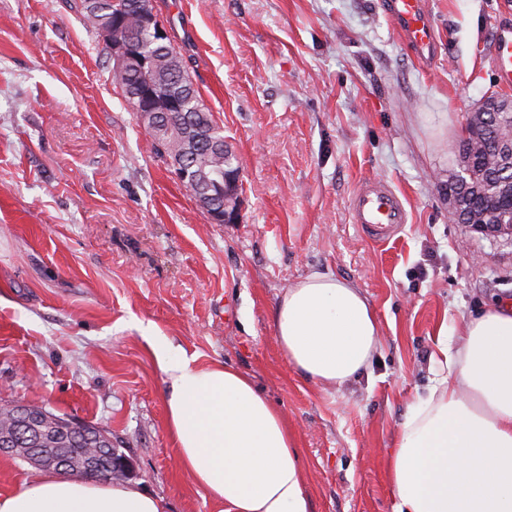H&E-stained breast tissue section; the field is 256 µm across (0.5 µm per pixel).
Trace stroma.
<instances>
[{
	"label": "stroma",
	"mask_w": 512,
	"mask_h": 512,
	"mask_svg": "<svg viewBox=\"0 0 512 512\" xmlns=\"http://www.w3.org/2000/svg\"><path fill=\"white\" fill-rule=\"evenodd\" d=\"M420 63L384 0H152L243 161L240 218L210 223L112 83L81 0H0V398L92 423L164 512H219L177 465L153 351L246 374L299 440L313 512H395L389 453L435 385L441 326L512 297V237L448 218L481 99H512L489 16L512 0H424ZM391 185L408 222L370 240L349 201ZM360 288L381 343L343 387L299 374L273 313L314 273Z\"/></svg>",
	"instance_id": "obj_1"
}]
</instances>
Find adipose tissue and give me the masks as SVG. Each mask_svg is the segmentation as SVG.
Instances as JSON below:
<instances>
[{"instance_id": "1", "label": "adipose tissue", "mask_w": 512, "mask_h": 512, "mask_svg": "<svg viewBox=\"0 0 512 512\" xmlns=\"http://www.w3.org/2000/svg\"><path fill=\"white\" fill-rule=\"evenodd\" d=\"M288 363L318 384L343 386L380 345L359 288L330 274L295 282L273 314ZM155 355L170 382L168 431L178 465L224 512H311L297 441L282 414L240 372ZM442 375L418 399L389 467L395 512H512V298L454 331L440 329ZM0 512H163L159 499L115 481L35 476Z\"/></svg>"}]
</instances>
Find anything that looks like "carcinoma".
I'll return each mask as SVG.
<instances>
[{
    "label": "carcinoma",
    "instance_id": "1",
    "mask_svg": "<svg viewBox=\"0 0 512 512\" xmlns=\"http://www.w3.org/2000/svg\"><path fill=\"white\" fill-rule=\"evenodd\" d=\"M83 10L98 29L112 24V17L121 11L127 17L131 31L138 29L139 14L151 8L150 0H82ZM143 52L155 60L145 70L132 69L112 74V83L121 90L125 100L139 86L153 84L164 96H177L182 101V111L173 118L156 117L144 124L171 159L173 165H208L224 173V155L205 152L196 140L202 131L220 130L210 110L202 103L198 89L192 83L182 55L172 45H156L149 35L142 38ZM512 132V121L504 115H489L487 122L476 128L464 149L473 153L474 168L491 182L512 178V159L498 150V144ZM12 411H0V439H8L13 448H34L48 460L60 452L71 458L90 454L99 447L97 437L104 430L87 423L81 431L72 429L63 417L35 405L29 407L26 425L14 428Z\"/></svg>",
    "mask_w": 512,
    "mask_h": 512
}]
</instances>
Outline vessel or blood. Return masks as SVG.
Listing matches in <instances>:
<instances>
[{"instance_id":"1","label":"vessel or blood","mask_w":512,"mask_h":512,"mask_svg":"<svg viewBox=\"0 0 512 512\" xmlns=\"http://www.w3.org/2000/svg\"><path fill=\"white\" fill-rule=\"evenodd\" d=\"M388 15L400 41L418 58L429 59L436 47V33L425 10L424 0H388ZM494 32L490 53L492 67L501 87H512V30L489 18ZM349 209L353 223L359 224L374 241L385 242L397 234L408 215L395 191L385 182L366 181L352 195Z\"/></svg>"}]
</instances>
